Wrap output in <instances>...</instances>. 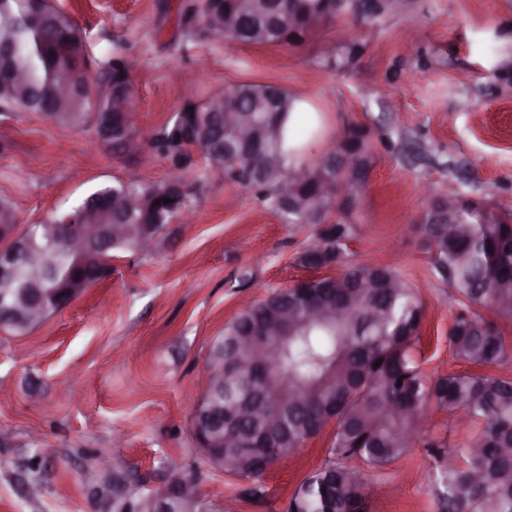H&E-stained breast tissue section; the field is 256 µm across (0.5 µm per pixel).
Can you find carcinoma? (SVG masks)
<instances>
[{"mask_svg": "<svg viewBox=\"0 0 512 512\" xmlns=\"http://www.w3.org/2000/svg\"><path fill=\"white\" fill-rule=\"evenodd\" d=\"M251 2L180 0L178 23H199L216 36L245 45L301 44L322 25L339 19H374L392 6L391 0H377L370 8L365 0H277L275 10L267 11L249 7ZM55 13L57 22L37 19L32 0H0V32L12 34L10 56L24 78L20 87L0 82V105L50 114L63 126L83 127L95 135L91 114L109 108L101 83L125 87L128 68L124 59L114 57L98 76H92L77 24L63 9L57 7ZM358 50L356 42L347 41L325 58V65L343 69ZM61 84L74 89L65 102L52 95ZM216 98L228 100L240 120L261 131L260 150L239 155L224 111L211 108ZM296 102L294 94L276 85L239 83L203 101L186 100L147 143L179 181L201 157L227 180L250 189L284 223L320 225L316 248H306L301 263L317 270L335 261L341 270L335 279L318 280L306 289L301 283L276 289L224 327L207 359L208 366L223 371L213 387V404L228 408L249 394L265 393L284 409L287 431L279 447L292 451L323 429L316 401L336 402L332 458L307 476L290 499L297 512H354L357 503L366 502L367 473L346 460L358 459L372 469L399 462L435 413L470 428L462 452L450 449L438 456L448 512H512V378L479 371L431 378L423 372L418 348L424 319L421 297L394 268L348 261L341 240L354 238V227L345 219L329 220L339 206L323 193L321 178L325 173L338 179L345 170L323 154L311 162L301 160L303 137L296 129L304 127L305 135L312 138L319 136V129L305 116L286 126ZM329 151L347 154L361 169L372 167V137L363 127L341 132L330 142ZM281 182L296 186V206L290 208L281 200ZM169 190L168 180L117 181L97 187L71 210L97 209L106 221L136 228L133 235L114 239L97 253H139L146 241L159 242L176 216L162 203ZM132 197H146L148 202L131 209L127 202ZM447 201L449 211L464 225L418 224L416 229L433 270L448 280L457 299L467 306L448 329V345L456 358L480 369L502 365L512 361V346L482 311L512 319V287H501L505 280L512 284V223H508L512 212L463 206L455 193ZM26 275L42 281L45 288H60L77 276L83 294L100 281V268L92 258L78 272L74 261L62 255L53 277H43L38 269ZM336 306L342 312L334 322L312 317L316 307ZM281 311L291 316L286 330L271 322L272 315ZM261 325L266 326L265 346L275 355V363L268 374L257 378L244 367L243 346ZM33 326L0 316V328L18 335ZM265 426L263 414L257 411L241 420L239 430L248 438ZM242 452L241 446L224 443V470L251 483L250 497L261 499L263 472L241 468ZM147 509L145 497L135 491L120 512Z\"/></svg>", "mask_w": 512, "mask_h": 512, "instance_id": "carcinoma-1", "label": "carcinoma"}]
</instances>
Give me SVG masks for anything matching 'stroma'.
<instances>
[{
  "label": "stroma",
  "mask_w": 512,
  "mask_h": 512,
  "mask_svg": "<svg viewBox=\"0 0 512 512\" xmlns=\"http://www.w3.org/2000/svg\"><path fill=\"white\" fill-rule=\"evenodd\" d=\"M162 0H56L77 23L93 70L123 57L137 90L138 126H162L187 99L243 81L274 84L319 111V155L344 126L371 134L374 164L359 205L350 261L394 266L425 305V372L471 371L448 328L460 308L415 229L448 189L489 196L512 210V0H405L349 27L321 28L300 45L247 46L182 27ZM358 41L347 70L324 66L327 43ZM169 177L166 161L102 148L90 132L0 108V200L20 224L62 212L101 184ZM192 234L171 224L152 251L120 253L110 278L26 334L0 330V512H115L128 491L197 477L222 512H286L328 457L333 427L288 453L264 476L265 499L214 469L191 416L210 344L245 301L312 277L300 257L316 232L286 224L249 189L197 160ZM464 426H435L393 466L368 473V512H444L428 441L462 449ZM108 467H100L98 456Z\"/></svg>",
  "instance_id": "obj_1"
}]
</instances>
